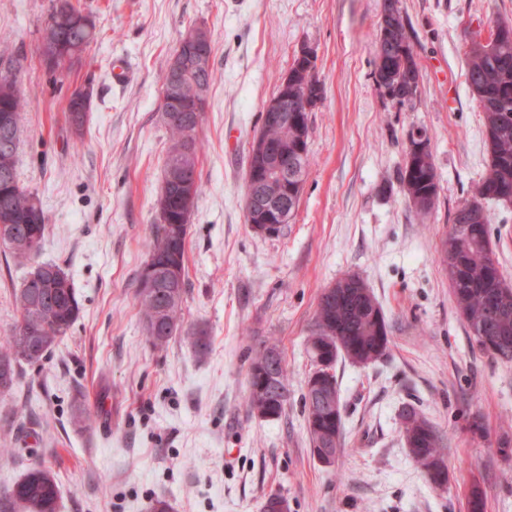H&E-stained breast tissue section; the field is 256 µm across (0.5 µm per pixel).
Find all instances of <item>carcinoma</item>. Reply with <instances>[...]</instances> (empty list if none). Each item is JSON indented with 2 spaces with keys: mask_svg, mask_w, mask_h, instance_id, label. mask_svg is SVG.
Listing matches in <instances>:
<instances>
[{
  "mask_svg": "<svg viewBox=\"0 0 512 512\" xmlns=\"http://www.w3.org/2000/svg\"><path fill=\"white\" fill-rule=\"evenodd\" d=\"M83 9L72 0H52L46 23L41 29L39 44L52 49L54 62L45 65L52 72H61L81 61L86 48L97 40L98 32L82 22ZM395 31L382 36L376 29V53L391 52L395 70L390 75L378 74L375 79L393 82L406 81L419 71L413 47L399 10L391 17ZM466 79L472 98L476 101L485 130L489 150L487 173L476 188L472 199L457 207L450 221L451 232L457 234V258L454 271L448 277L456 307L470 336H487L492 348L478 342V349L505 363L512 362V294L499 296L497 280L504 278L500 269L487 264L488 255L495 253L489 217L484 202L512 201V99L501 97L502 88L512 95V44L500 45L487 51L473 39L465 50ZM21 62L0 53V113L12 112L15 121L0 124V251L20 264H32L22 287L15 294L20 318L14 333L0 346V400L13 393L22 365L42 362L64 337L68 336L80 314L76 289L69 276L58 265L35 262L43 249L46 217L37 194L23 187L17 177V157L20 144V116L26 100L19 91ZM195 110L179 112L175 119L163 121L167 132L165 164L180 156L190 164L196 176L188 185L167 182L164 215L155 218L152 234L145 241L148 257L157 259L153 275L154 288H139V310L149 342L163 347L182 327V306L187 285L186 242L190 225L178 221L186 195L193 199L203 192L199 172L201 139L186 138L185 123L192 120ZM436 172L432 151L403 164L399 180L406 194L429 201L421 208L426 213L434 206L439 185L430 179ZM332 293H322L318 307L323 322L315 323L310 336L312 358L328 355L335 361L348 357L345 350L355 347L359 356L375 362L389 347L391 327L376 297L367 285L366 295L347 284ZM191 344L204 354L209 350L208 331L197 327L191 331ZM246 403L253 413H268L276 420L285 413L288 400L278 402L260 393L253 380H248ZM308 431L316 448L341 451V441L330 442L327 437L342 435V414L326 418L318 400L304 394ZM400 417L405 432L421 433L420 445L409 453L425 472L429 482L437 484L439 473L431 469L444 452L438 429L412 404L405 406ZM60 487L51 467L38 463L0 495V512H56Z\"/></svg>",
  "mask_w": 512,
  "mask_h": 512,
  "instance_id": "cac0c4a2",
  "label": "carcinoma"
}]
</instances>
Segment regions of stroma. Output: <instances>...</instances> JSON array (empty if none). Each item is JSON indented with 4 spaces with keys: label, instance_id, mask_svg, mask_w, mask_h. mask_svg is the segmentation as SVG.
I'll return each mask as SVG.
<instances>
[{
    "label": "stroma",
    "instance_id": "stroma-1",
    "mask_svg": "<svg viewBox=\"0 0 512 512\" xmlns=\"http://www.w3.org/2000/svg\"><path fill=\"white\" fill-rule=\"evenodd\" d=\"M99 30L82 61L49 73L37 52L51 0H0V50L23 64L18 173L46 216L41 261L74 281L81 305L69 335L24 366L0 403V493L44 462L61 484L58 512H262L272 495L288 512H512V364L470 340L439 261L450 214L471 199L489 153L466 80L465 49L487 40L488 15L512 22V0H398L422 78L411 104L386 99L373 76L384 0H78ZM213 32L214 73L200 130L204 191L187 243L184 329L160 349L137 305L143 247L155 220L167 133L157 77L181 32ZM317 55L324 98L309 114L312 159L299 208L273 236L243 210L249 146L264 104L300 46ZM126 62L133 81L115 85ZM93 90L83 138L72 135V91ZM425 132L439 194L418 213L397 180L408 135ZM496 257L512 282V205L488 203ZM360 276L391 326L389 349L362 367L338 360L343 454L315 457L303 395L318 299ZM26 275L0 253V341L19 313ZM203 327L199 355L185 331ZM277 345L288 370L285 414L246 405L252 357ZM91 427L72 421L76 395ZM416 404L440 431L448 486L412 459L399 413ZM479 422L481 431L471 429Z\"/></svg>",
    "mask_w": 512,
    "mask_h": 512
}]
</instances>
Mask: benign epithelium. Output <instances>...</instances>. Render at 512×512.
<instances>
[{
  "mask_svg": "<svg viewBox=\"0 0 512 512\" xmlns=\"http://www.w3.org/2000/svg\"><path fill=\"white\" fill-rule=\"evenodd\" d=\"M213 33L205 24L193 26L190 38L197 47L194 56H181L182 46H177L171 61L172 83L179 85L185 72L200 73L208 69L210 56L205 47L211 43ZM512 41V24L499 22L493 28L489 43L496 46ZM296 57L303 61V66L288 72L280 82V88L263 107L264 131L258 133L249 148L250 165L247 169V182L251 185L270 187L265 196L249 194L243 204L247 224L257 234L274 235L276 229L290 221L289 201L302 194L303 182L298 177L288 178V170L294 168L296 156L302 154L305 142V126L309 124V112L312 110L310 89L313 81L315 51L307 46L298 50ZM279 127L291 130V135L279 139L265 135V129ZM280 368L278 358L269 353L262 364L260 389L273 395L274 380ZM307 390L321 400L326 413L341 410L338 393L334 389L332 369L329 357L322 356L316 360L315 367L308 378Z\"/></svg>",
  "mask_w": 512,
  "mask_h": 512,
  "instance_id": "1",
  "label": "benign epithelium"
}]
</instances>
